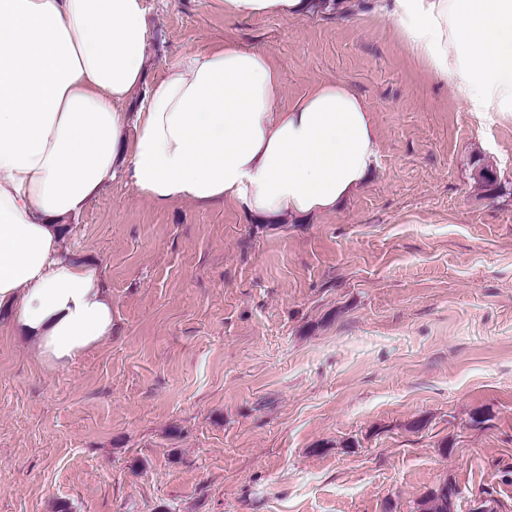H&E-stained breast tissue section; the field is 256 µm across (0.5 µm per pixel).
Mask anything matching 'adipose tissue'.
I'll use <instances>...</instances> for the list:
<instances>
[{
  "instance_id": "ef3b65f1",
  "label": "adipose tissue",
  "mask_w": 512,
  "mask_h": 512,
  "mask_svg": "<svg viewBox=\"0 0 512 512\" xmlns=\"http://www.w3.org/2000/svg\"><path fill=\"white\" fill-rule=\"evenodd\" d=\"M344 0H224L227 19ZM399 40L464 111L512 118V0H391ZM143 0H0V308L50 370L112 334L104 271L62 250L64 228L116 179L149 201L235 204L248 218L334 211L379 150L367 103L344 83L279 104L267 57L227 42L170 65L142 112ZM134 138H127L128 127Z\"/></svg>"
}]
</instances>
